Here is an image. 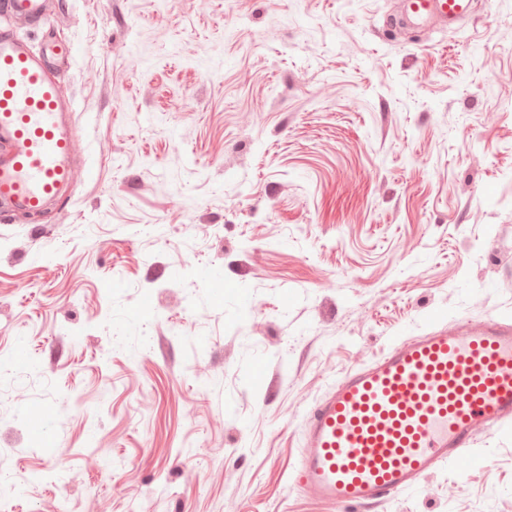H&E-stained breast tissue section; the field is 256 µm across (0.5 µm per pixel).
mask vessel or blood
Segmentation results:
<instances>
[{"mask_svg":"<svg viewBox=\"0 0 512 512\" xmlns=\"http://www.w3.org/2000/svg\"><path fill=\"white\" fill-rule=\"evenodd\" d=\"M403 24L455 29L475 0H399ZM0 222L67 206L73 102L48 74L71 45L33 52L15 26L45 24L47 0H0ZM512 426V319L428 329L348 370L311 408L294 481L332 512H365L470 459L481 434Z\"/></svg>","mask_w":512,"mask_h":512,"instance_id":"1","label":"vessel or blood"}]
</instances>
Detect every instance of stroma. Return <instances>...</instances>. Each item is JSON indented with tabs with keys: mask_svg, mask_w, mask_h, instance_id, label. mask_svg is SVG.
I'll list each match as a JSON object with an SVG mask.
<instances>
[{
	"mask_svg": "<svg viewBox=\"0 0 512 512\" xmlns=\"http://www.w3.org/2000/svg\"><path fill=\"white\" fill-rule=\"evenodd\" d=\"M57 0L66 210L0 223L5 512H331L315 402L399 339L512 319V0ZM110 452L109 468L96 462ZM375 512H512V426ZM403 24L454 30L475 10L474 0H399Z\"/></svg>",
	"mask_w": 512,
	"mask_h": 512,
	"instance_id": "35a3bbf8",
	"label": "stroma"
}]
</instances>
